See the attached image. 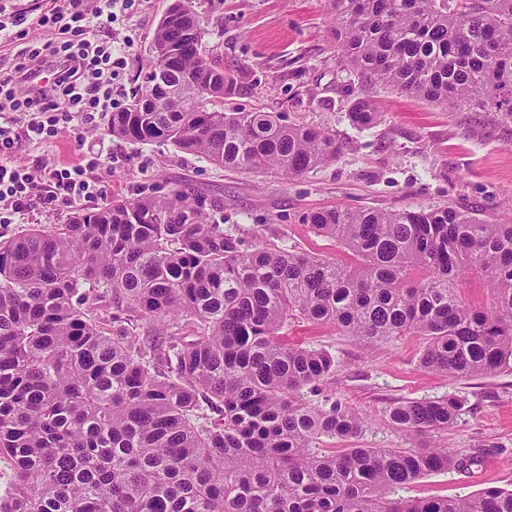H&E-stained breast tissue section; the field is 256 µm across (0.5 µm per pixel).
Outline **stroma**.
Returning a JSON list of instances; mask_svg holds the SVG:
<instances>
[{
	"label": "stroma",
	"instance_id": "35a3bbf8",
	"mask_svg": "<svg viewBox=\"0 0 512 512\" xmlns=\"http://www.w3.org/2000/svg\"><path fill=\"white\" fill-rule=\"evenodd\" d=\"M169 2L135 0L112 20L113 36L128 41L112 84L118 105L126 104L150 57L154 30ZM192 6L204 30L206 57L237 83L235 94L224 99L225 111L276 112L284 124L326 130L339 147L336 161L291 177L225 170L167 144L113 137L108 119L91 130L75 116L52 141H23L16 163L72 165L87 148L102 146L112 162L94 171L100 193L88 209L115 198L181 189L203 198L212 218L246 245L274 243L328 260L342 258V250L303 221L322 207L450 205L487 221L512 215L511 117L451 112L366 80L339 50L325 0H193ZM361 98L379 112L366 127L350 117ZM284 338L336 358L335 373L317 389L305 390L306 401L320 407L338 402L365 419L355 438L317 440V453L408 447V435L389 423L386 408L400 400L454 395L464 400L463 410L448 430L429 440L461 455L480 454L481 464L427 475L399 488L398 496L453 498L489 486L512 488V369L466 380L429 371L419 362L421 336L362 342L330 325L299 320L289 322Z\"/></svg>",
	"mask_w": 512,
	"mask_h": 512
}]
</instances>
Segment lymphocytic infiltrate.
I'll list each match as a JSON object with an SVG mask.
<instances>
[{"mask_svg":"<svg viewBox=\"0 0 512 512\" xmlns=\"http://www.w3.org/2000/svg\"><path fill=\"white\" fill-rule=\"evenodd\" d=\"M132 0H51L39 14L0 5V41L26 39L34 29L49 32L42 46L24 47L13 68L0 69V223L10 224L56 203L69 206L99 193L90 170L108 159L90 152L84 163L55 167L42 162L21 167L11 157L20 137L48 141L71 115H111L112 80L123 63L124 46L102 38L115 12ZM48 73L45 84L31 81L33 71Z\"/></svg>","mask_w":512,"mask_h":512,"instance_id":"lymphocytic-infiltrate-1","label":"lymphocytic infiltrate"}]
</instances>
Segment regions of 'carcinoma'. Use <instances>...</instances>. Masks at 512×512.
I'll return each mask as SVG.
<instances>
[{
	"label": "carcinoma",
	"mask_w": 512,
	"mask_h": 512,
	"mask_svg": "<svg viewBox=\"0 0 512 512\" xmlns=\"http://www.w3.org/2000/svg\"><path fill=\"white\" fill-rule=\"evenodd\" d=\"M342 51L361 73L452 111L512 117V0H327ZM192 0H173L150 49L179 46L203 93L166 95L152 57L112 135L167 142L224 169L296 176L336 159L331 134L273 112L218 108L236 86L200 50ZM359 125L377 118L355 104ZM304 222L350 260L250 248L200 200H116L0 240V457L14 492L0 512H512V490L392 499L388 491L477 454L435 445L312 451L365 419L307 403L336 369L288 345L291 319L363 341L414 334L421 365L452 378L512 366V221L453 207L326 208ZM478 276L489 309L454 283ZM457 396L403 401L390 422L448 429Z\"/></svg>",
	"instance_id": "carcinoma-1"
}]
</instances>
